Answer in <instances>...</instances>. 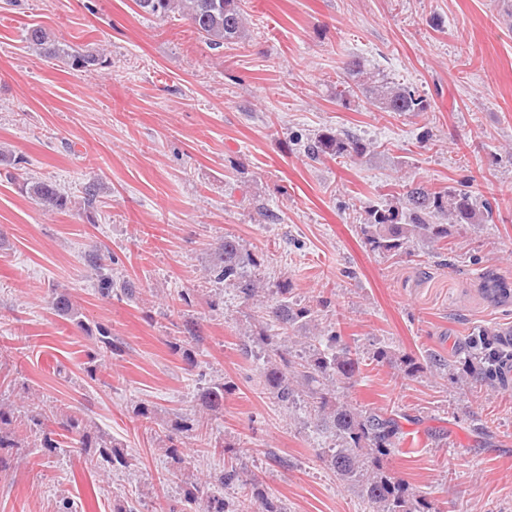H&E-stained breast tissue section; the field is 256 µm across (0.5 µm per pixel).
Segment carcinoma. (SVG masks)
<instances>
[{
  "instance_id": "1",
  "label": "carcinoma",
  "mask_w": 512,
  "mask_h": 512,
  "mask_svg": "<svg viewBox=\"0 0 512 512\" xmlns=\"http://www.w3.org/2000/svg\"><path fill=\"white\" fill-rule=\"evenodd\" d=\"M135 4L143 13L159 18L179 14L213 49L237 43L245 36L242 0H135ZM26 40L41 56L73 71L87 72L102 64L97 50L64 47L40 26L27 28ZM344 74L345 79L336 81V98L342 102L350 95L347 86L350 80L382 112L404 114L430 109L427 99L415 90L366 69L356 58L346 63ZM306 152L314 160L359 159L368 155L370 149L348 133L325 132L306 146ZM25 192L37 199L47 212L68 208L69 198L52 181L31 180L26 183ZM394 200L395 203L383 208L366 210L364 224L370 248L392 257L409 254L415 243L424 241L438 249L440 264L453 267L455 258L446 253L448 225L484 221V213L477 209L471 191L466 189L432 191L411 182L402 186ZM440 216L447 218L448 223H436ZM216 253L214 279L235 283L242 302L254 305L266 325V330L256 337L265 346L264 359L258 368L262 388L285 407L302 400L315 426L340 440L338 447L329 449L325 461L341 479L358 483L365 512H431L401 479L381 467L382 457L405 441L398 415L357 407L340 399L337 385L351 382L360 372L357 352L331 327L315 337L318 345L308 354L292 355L288 347L290 332L298 324L310 321L313 310L294 307L285 287L278 289L275 297L257 302L264 288L251 271L255 260L238 238L224 236ZM482 292L487 297L504 300L512 296V290L503 286L496 275L485 278ZM51 304L59 315L84 326L79 310L67 293H55ZM481 336L485 344L471 341L463 349L467 366L458 381L468 390L498 378L495 366L499 331L486 327L481 330ZM227 391L224 383L210 386L201 394V400L208 407H219L224 404ZM17 412L13 405L0 403V467L5 462L2 450L23 452V440L13 428L18 420ZM26 426L42 433V448L50 451L59 448L56 436L61 430L79 452L112 465L126 464L112 439L91 431L72 415L39 412L27 417ZM239 481L240 472L230 465L224 473L210 477L213 490L203 494L196 486L187 493L185 502L200 504L201 512H239V505L224 500V488Z\"/></svg>"
}]
</instances>
